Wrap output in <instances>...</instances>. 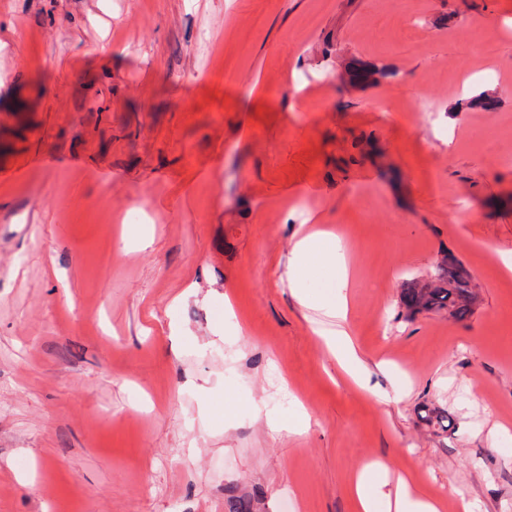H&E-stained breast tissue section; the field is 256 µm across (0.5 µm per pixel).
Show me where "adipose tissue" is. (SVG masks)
<instances>
[{"label": "adipose tissue", "instance_id": "obj_1", "mask_svg": "<svg viewBox=\"0 0 512 512\" xmlns=\"http://www.w3.org/2000/svg\"><path fill=\"white\" fill-rule=\"evenodd\" d=\"M346 259L332 233L325 231H300L288 259V278L299 294L298 301H305L302 287L320 274L339 271L333 298L326 303V312L336 320V327L326 339V345L335 358L343 379L349 384L371 392L378 401H385L382 390L371 388V369L356 355L345 328L349 312L347 294ZM352 495L357 512H439V502L421 494L412 477L402 476L397 481L373 478L368 470H360L353 478Z\"/></svg>", "mask_w": 512, "mask_h": 512}]
</instances>
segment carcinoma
I'll use <instances>...</instances> for the list:
<instances>
[{"mask_svg":"<svg viewBox=\"0 0 512 512\" xmlns=\"http://www.w3.org/2000/svg\"><path fill=\"white\" fill-rule=\"evenodd\" d=\"M437 286L423 288L416 281L402 289L401 302L412 315L423 312H447L456 320H465L473 314L470 298L471 286L476 282L471 271L460 260L446 255L433 268ZM230 512H253L254 502L239 496L235 490H228Z\"/></svg>","mask_w":512,"mask_h":512,"instance_id":"carcinoma-1","label":"carcinoma"}]
</instances>
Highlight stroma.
<instances>
[{"label":"stroma","mask_w":512,"mask_h":512,"mask_svg":"<svg viewBox=\"0 0 512 512\" xmlns=\"http://www.w3.org/2000/svg\"><path fill=\"white\" fill-rule=\"evenodd\" d=\"M311 215L389 403L291 291ZM446 253L474 314L408 316ZM505 257L512 0H0V512H356L376 462L512 512Z\"/></svg>","instance_id":"35a3bbf8"}]
</instances>
